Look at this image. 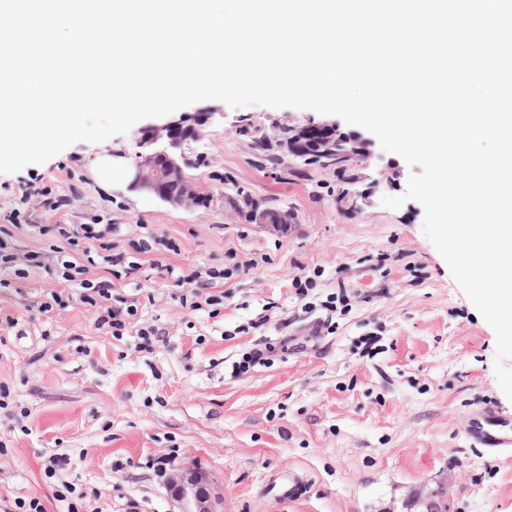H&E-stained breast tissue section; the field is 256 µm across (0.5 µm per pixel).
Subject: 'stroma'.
<instances>
[{
    "instance_id": "35a3bbf8",
    "label": "stroma",
    "mask_w": 512,
    "mask_h": 512,
    "mask_svg": "<svg viewBox=\"0 0 512 512\" xmlns=\"http://www.w3.org/2000/svg\"><path fill=\"white\" fill-rule=\"evenodd\" d=\"M193 108L224 115L194 146L208 206L93 179L99 155L135 165L133 130L0 174L9 250H48L45 224L100 222L138 263L111 290L112 305L137 308L121 336L97 328L54 263L25 279L0 267V512L21 498L44 512H172L166 479L187 465L223 495L224 512H426L435 492L440 512H512V459L459 436L481 402L512 413L495 333L426 236L422 206L382 203L405 192L408 164L353 208L343 195L355 165L275 164L255 149L273 121L303 124L313 111ZM44 189L63 206L46 208ZM242 195L290 212L292 224L245 223L231 204ZM150 235L179 252H139ZM161 264L223 270V306H183ZM297 277L312 282L305 295ZM53 295L59 305L40 313ZM265 347L264 363L235 372ZM52 457L62 464L51 473ZM278 472L309 477L300 500L267 494Z\"/></svg>"
}]
</instances>
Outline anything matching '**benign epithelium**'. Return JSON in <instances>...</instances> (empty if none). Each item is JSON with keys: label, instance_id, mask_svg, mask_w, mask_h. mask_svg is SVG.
Instances as JSON below:
<instances>
[{"label": "benign epithelium", "instance_id": "1", "mask_svg": "<svg viewBox=\"0 0 512 512\" xmlns=\"http://www.w3.org/2000/svg\"><path fill=\"white\" fill-rule=\"evenodd\" d=\"M218 116L222 118L224 113H184L163 124L143 127L137 137L139 151L128 187L174 206L195 204L199 189L186 176L183 164L191 143L201 140L206 127ZM273 140L279 144L282 154L293 158L305 155L307 160L321 166L348 159L366 169L374 159L370 138L360 133H345L334 121L312 120L290 125L286 137L278 125ZM238 211L247 223L273 231L285 230L292 220L289 212L270 211L256 200L238 207ZM168 489L177 512H223V497L194 468L174 472Z\"/></svg>", "mask_w": 512, "mask_h": 512}]
</instances>
